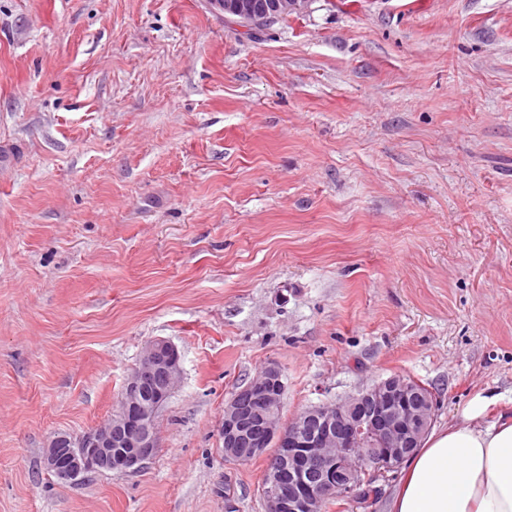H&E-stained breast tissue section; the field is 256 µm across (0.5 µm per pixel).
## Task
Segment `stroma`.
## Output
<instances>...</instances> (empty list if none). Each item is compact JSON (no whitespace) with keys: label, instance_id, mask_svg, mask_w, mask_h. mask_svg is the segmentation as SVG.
<instances>
[{"label":"stroma","instance_id":"1","mask_svg":"<svg viewBox=\"0 0 512 512\" xmlns=\"http://www.w3.org/2000/svg\"><path fill=\"white\" fill-rule=\"evenodd\" d=\"M0 512H266L224 404L290 421L393 375L512 415V0H0ZM182 380L133 472L46 471L153 339ZM309 0H210L211 6L250 26L270 25L288 13L302 12ZM260 27V26H258Z\"/></svg>","mask_w":512,"mask_h":512}]
</instances>
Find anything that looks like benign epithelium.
Here are the masks:
<instances>
[{"mask_svg": "<svg viewBox=\"0 0 512 512\" xmlns=\"http://www.w3.org/2000/svg\"><path fill=\"white\" fill-rule=\"evenodd\" d=\"M309 0H210L211 6L250 26L270 25L303 11ZM276 364L264 367L224 403V458L269 457L263 496L267 512H323L325 499L349 496L369 477L400 464L434 418L436 399L411 380L390 376L343 400L303 410L283 424L277 407L285 386ZM182 377L181 355L164 339L149 342L122 391L119 413L80 435L59 434L43 451V466L61 481L90 474L137 470L157 448L159 412ZM290 478L282 480V473Z\"/></svg>", "mask_w": 512, "mask_h": 512, "instance_id": "7a95c632", "label": "benign epithelium"}]
</instances>
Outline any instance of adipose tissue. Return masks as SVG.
Returning a JSON list of instances; mask_svg holds the SVG:
<instances>
[{
	"mask_svg": "<svg viewBox=\"0 0 512 512\" xmlns=\"http://www.w3.org/2000/svg\"><path fill=\"white\" fill-rule=\"evenodd\" d=\"M434 429L407 461L391 512H512V417Z\"/></svg>",
	"mask_w": 512,
	"mask_h": 512,
	"instance_id": "ef3b65f1",
	"label": "adipose tissue"
}]
</instances>
